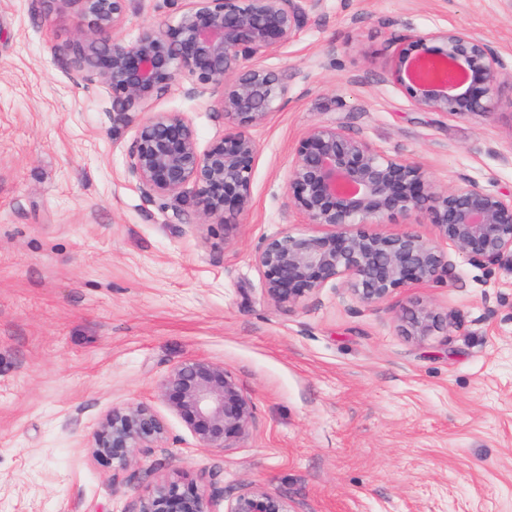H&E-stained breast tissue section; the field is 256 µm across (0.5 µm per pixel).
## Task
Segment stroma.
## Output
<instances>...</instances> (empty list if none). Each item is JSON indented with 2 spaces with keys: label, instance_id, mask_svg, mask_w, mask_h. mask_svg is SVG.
I'll use <instances>...</instances> for the list:
<instances>
[{
  "label": "stroma",
  "instance_id": "35a3bbf8",
  "mask_svg": "<svg viewBox=\"0 0 512 512\" xmlns=\"http://www.w3.org/2000/svg\"><path fill=\"white\" fill-rule=\"evenodd\" d=\"M178 0H131L119 36L164 28ZM461 26L512 66V0H322L263 58L287 104L252 135L254 206L232 236L192 201L147 198L125 175L136 125L68 61L83 39L53 0H0V512H132L167 482L206 486L211 512L258 487L288 512H512V273L441 252L445 284L369 307L328 283L273 306L253 262L285 221L288 168L312 125L336 122L423 164L439 190L512 192V84L491 115L417 111L385 78L408 28ZM187 78L144 116L181 112L199 147L222 113ZM452 329L418 342L403 306ZM223 366L253 404L248 435L202 447L160 397L188 360ZM151 408L167 434L132 464L92 457L112 408Z\"/></svg>",
  "mask_w": 512,
  "mask_h": 512
}]
</instances>
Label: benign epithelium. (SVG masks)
Masks as SVG:
<instances>
[{
    "label": "benign epithelium",
    "instance_id": "obj_1",
    "mask_svg": "<svg viewBox=\"0 0 512 512\" xmlns=\"http://www.w3.org/2000/svg\"><path fill=\"white\" fill-rule=\"evenodd\" d=\"M86 24L73 51V71L112 95V130L138 123L128 150V180L145 196L180 197L192 189L203 223L229 236L253 206L259 144L251 130L264 126L288 101V79L259 60L278 52L303 28L321 0H186L163 30L142 29L132 41L114 37L130 0H53ZM387 81L420 112L464 117L490 114L498 89L512 81L501 55L461 27L411 29L385 66ZM189 94L224 114V132L206 149L181 112L137 120L154 96L178 77ZM288 212L317 226L312 232L267 237L255 251L270 303L291 311L330 282H340L367 306L414 285L444 283L446 240L468 264L512 273V195L477 184L437 190L425 166L391 155L332 123L309 127L288 170ZM424 217L436 238L406 230L383 235L366 230L395 218ZM406 335L423 341L452 328L425 306L406 312ZM160 395L204 448L232 447L244 438L252 402L224 367L191 360L175 367ZM166 426L150 408L114 407L94 433L93 455L125 465L140 450L155 448ZM133 512H211L205 488L165 483L136 502ZM225 512H287L285 504L253 488Z\"/></svg>",
    "mask_w": 512,
    "mask_h": 512
}]
</instances>
